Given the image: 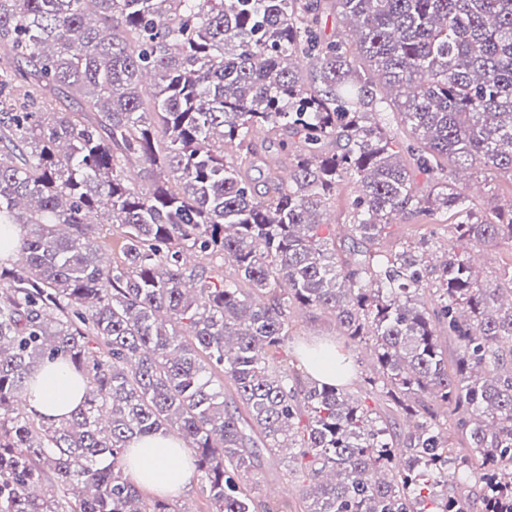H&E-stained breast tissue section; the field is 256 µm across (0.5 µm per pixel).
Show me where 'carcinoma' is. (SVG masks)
Instances as JSON below:
<instances>
[{"label":"carcinoma","instance_id":"cac0c4a2","mask_svg":"<svg viewBox=\"0 0 512 512\" xmlns=\"http://www.w3.org/2000/svg\"><path fill=\"white\" fill-rule=\"evenodd\" d=\"M320 5L0 0V225L20 229L0 265V512H181L124 464L172 431L211 512H251L238 477L262 448L296 449L306 512H512V263L486 280L467 257L512 247V198L481 214L453 175L512 177V0H330L336 40ZM285 128L288 180L274 161L258 194L253 134ZM347 178L344 257L321 229ZM444 210L462 252L376 249ZM308 308L371 347L364 393L391 421L341 384L346 361L324 382L281 356ZM59 357L86 386L56 426L16 402ZM430 221L423 215L409 213L401 216L397 224H393L390 234L381 240V247L391 249L399 242H417L419 239L429 235L431 229Z\"/></svg>","mask_w":512,"mask_h":512}]
</instances>
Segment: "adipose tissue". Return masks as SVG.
<instances>
[{
  "label": "adipose tissue",
  "instance_id": "1",
  "mask_svg": "<svg viewBox=\"0 0 512 512\" xmlns=\"http://www.w3.org/2000/svg\"><path fill=\"white\" fill-rule=\"evenodd\" d=\"M85 384L67 363L37 366L27 390L28 410L45 423L62 420L82 404ZM127 472L140 487L163 494L180 493L196 481V470L183 441L176 436L133 439Z\"/></svg>",
  "mask_w": 512,
  "mask_h": 512
}]
</instances>
